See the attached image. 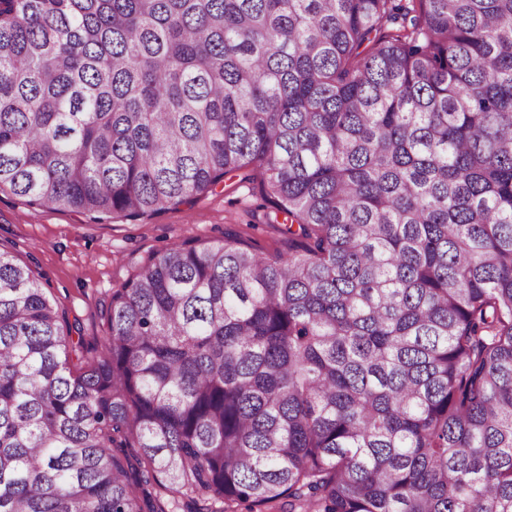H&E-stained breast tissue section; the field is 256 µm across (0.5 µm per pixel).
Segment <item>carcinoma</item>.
Returning a JSON list of instances; mask_svg holds the SVG:
<instances>
[{
	"label": "carcinoma",
	"mask_w": 512,
	"mask_h": 512,
	"mask_svg": "<svg viewBox=\"0 0 512 512\" xmlns=\"http://www.w3.org/2000/svg\"><path fill=\"white\" fill-rule=\"evenodd\" d=\"M260 179L88 356L0 249V512H512V0H0V191L96 222Z\"/></svg>",
	"instance_id": "cac0c4a2"
}]
</instances>
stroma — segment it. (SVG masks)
<instances>
[{"instance_id":"1","label":"stroma","mask_w":512,"mask_h":512,"mask_svg":"<svg viewBox=\"0 0 512 512\" xmlns=\"http://www.w3.org/2000/svg\"><path fill=\"white\" fill-rule=\"evenodd\" d=\"M272 213L256 185L235 178L175 209L135 221L96 223L77 211L32 206L0 192V247L31 266L42 287L77 321L84 348L92 352L107 334L113 290L149 256L185 241H236L259 253L287 252L288 236L281 225L269 223Z\"/></svg>"}]
</instances>
